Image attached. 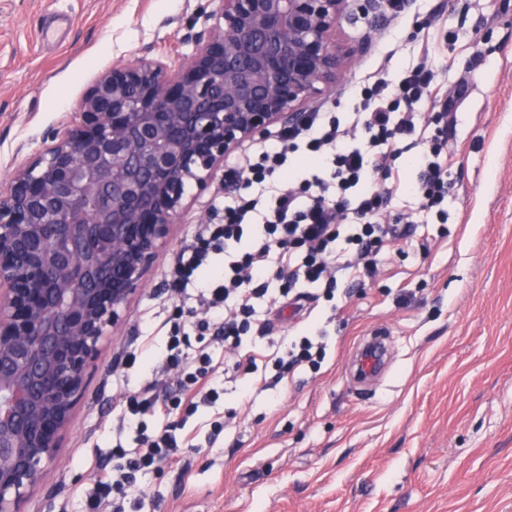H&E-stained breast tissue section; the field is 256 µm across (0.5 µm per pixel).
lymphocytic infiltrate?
<instances>
[{"instance_id": "1", "label": "lymphocytic infiltrate", "mask_w": 512, "mask_h": 512, "mask_svg": "<svg viewBox=\"0 0 512 512\" xmlns=\"http://www.w3.org/2000/svg\"><path fill=\"white\" fill-rule=\"evenodd\" d=\"M436 39L422 41L424 63L397 80L378 76L361 90L355 112H311L231 164L224 221L199 225L166 275L175 300H193L198 343L182 336L175 312L163 346L145 340V378L119 416L111 462L94 467L88 512H126L127 484L179 459L195 436L179 429L178 410L197 412L219 393L218 374L256 371L261 351H242L243 336L272 337L274 311L303 285L336 287L340 277L364 287L384 261V243L406 237L402 224L382 216L394 192L416 195L425 211L447 218L451 157L448 132L457 123L448 92L434 70ZM435 109L425 124L420 107ZM412 153L418 172L407 181L395 167ZM223 255L216 265L215 255ZM281 281L270 294V280ZM264 311H257L258 299ZM325 347L313 337L289 340L279 378L297 367L319 370Z\"/></svg>"}]
</instances>
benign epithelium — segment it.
I'll return each mask as SVG.
<instances>
[{
  "label": "benign epithelium",
  "mask_w": 512,
  "mask_h": 512,
  "mask_svg": "<svg viewBox=\"0 0 512 512\" xmlns=\"http://www.w3.org/2000/svg\"><path fill=\"white\" fill-rule=\"evenodd\" d=\"M171 67L119 60L50 144L0 192V512H25L61 453L70 412L109 329L184 207L224 158L274 124L304 121L346 76L336 44L385 0H215Z\"/></svg>",
  "instance_id": "1"
}]
</instances>
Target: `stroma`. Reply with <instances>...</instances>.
<instances>
[{
    "mask_svg": "<svg viewBox=\"0 0 512 512\" xmlns=\"http://www.w3.org/2000/svg\"><path fill=\"white\" fill-rule=\"evenodd\" d=\"M209 8L0 0V181L113 61L192 53L184 36L202 29ZM55 23L58 42L42 43L41 28ZM431 26L448 35L435 65L458 117L447 223L396 193L386 223L410 216L415 230L386 246L367 287L339 282L330 300L318 287L300 313L283 311L277 335L321 332V369L264 391L218 379L216 405L187 419L197 448L142 481L160 512H512V0H413L377 32L366 19H343L337 38L355 61L320 108L352 111L368 77L394 79L419 64ZM224 195L220 176L205 193L188 188L189 207L103 342L64 451L45 466L26 512L50 500L83 512L94 467L112 449V422L142 378L128 357L143 337L161 343L169 332L166 268ZM378 332L390 338L392 367L355 389L350 360ZM225 417L231 430L213 435Z\"/></svg>",
    "mask_w": 512,
    "mask_h": 512,
    "instance_id": "obj_1",
    "label": "stroma"
}]
</instances>
